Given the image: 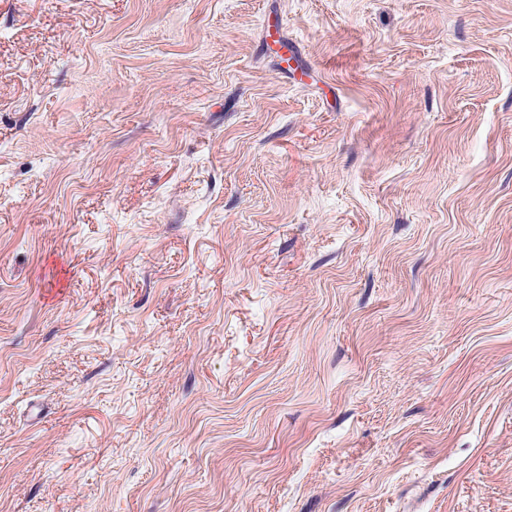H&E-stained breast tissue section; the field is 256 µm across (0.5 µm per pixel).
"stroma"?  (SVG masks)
I'll list each match as a JSON object with an SVG mask.
<instances>
[{"label":"stroma","mask_w":512,"mask_h":512,"mask_svg":"<svg viewBox=\"0 0 512 512\" xmlns=\"http://www.w3.org/2000/svg\"><path fill=\"white\" fill-rule=\"evenodd\" d=\"M0 512H512V0H0Z\"/></svg>","instance_id":"stroma-1"}]
</instances>
